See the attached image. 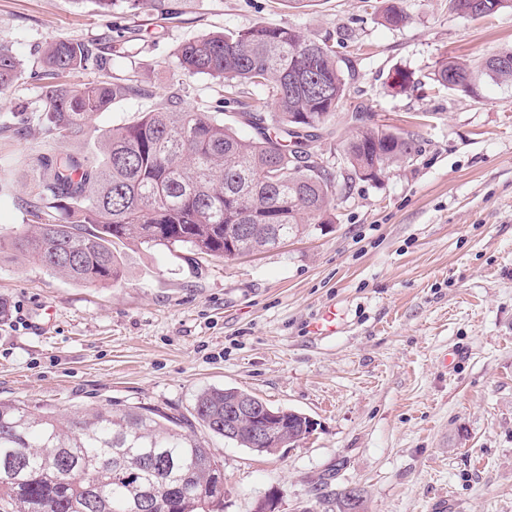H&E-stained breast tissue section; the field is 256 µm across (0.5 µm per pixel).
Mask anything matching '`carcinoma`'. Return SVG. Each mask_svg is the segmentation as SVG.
Here are the masks:
<instances>
[{
  "instance_id": "carcinoma-1",
  "label": "carcinoma",
  "mask_w": 512,
  "mask_h": 512,
  "mask_svg": "<svg viewBox=\"0 0 512 512\" xmlns=\"http://www.w3.org/2000/svg\"><path fill=\"white\" fill-rule=\"evenodd\" d=\"M101 12L116 7L173 14L174 0H96ZM383 17L407 19L397 0ZM111 61L98 44L59 37L43 52L44 80L38 125L55 143L80 140L93 117L118 97L142 94L137 82L73 86L62 78L102 70ZM177 67L188 76L222 84L224 101L250 123L251 137L208 112L180 108L176 93L138 122L104 136L103 150L79 156L59 149L39 159L28 209L33 228L9 245L29 261L78 283L122 278L115 245L183 247L229 259L278 247L326 224L335 179L315 159L310 143L330 123L346 96L336 46L293 28L257 24L185 42ZM492 80L512 82V50L479 65ZM12 49L0 43V93L22 80ZM436 82L474 92L473 71L456 60L439 62ZM267 91L274 128L252 111L251 92ZM359 122L344 146L351 175L373 180L416 152L410 133ZM267 403L237 389H211L196 397L194 418L210 434L258 454L251 421L224 434V409ZM281 437L308 438V417L282 410ZM224 500V471L193 424L159 410L91 407L74 417L0 400V512H215Z\"/></svg>"
}]
</instances>
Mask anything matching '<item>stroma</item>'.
I'll use <instances>...</instances> for the list:
<instances>
[{
  "label": "stroma",
  "mask_w": 512,
  "mask_h": 512,
  "mask_svg": "<svg viewBox=\"0 0 512 512\" xmlns=\"http://www.w3.org/2000/svg\"><path fill=\"white\" fill-rule=\"evenodd\" d=\"M163 19L93 0H0V43L25 78L0 95V236L30 222L23 202L54 142L18 132L36 109L45 46L57 36L120 38L103 70L76 83L132 78L141 97L116 99L102 130L138 121L173 93L214 112L218 94L177 67L190 39L259 22L337 47L348 81L335 119L312 143L336 177L329 221L278 248L219 259L183 248L120 247L123 277L66 279L0 251V399L59 414L130 405L191 416L198 393L234 388L311 417L313 434L257 454L196 427L224 469L223 512H339L355 487L363 512H512V83L476 93L440 86L441 57L475 64L512 49V10L473 18L448 0H177ZM411 78L394 88L396 72ZM409 131L418 152L374 181L350 177L344 142L352 112ZM336 312V332L315 323Z\"/></svg>",
  "instance_id": "1"
}]
</instances>
